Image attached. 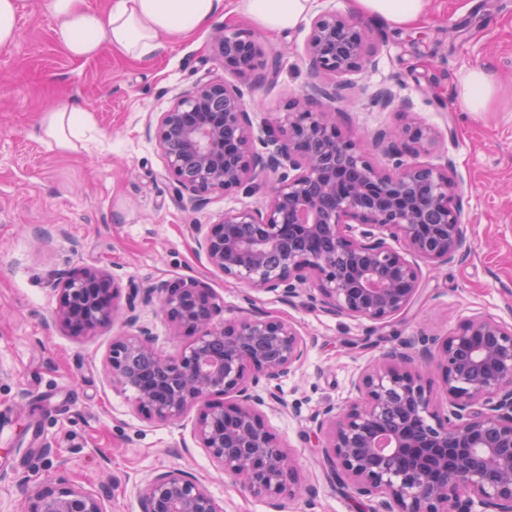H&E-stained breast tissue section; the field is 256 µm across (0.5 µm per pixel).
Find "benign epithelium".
<instances>
[{
	"mask_svg": "<svg viewBox=\"0 0 512 512\" xmlns=\"http://www.w3.org/2000/svg\"><path fill=\"white\" fill-rule=\"evenodd\" d=\"M224 67L245 76L277 70L258 43L216 32ZM370 33L358 18L326 11L312 22L306 52L317 75L342 78L375 65ZM339 108L294 107L255 134L238 90L200 82L148 120L179 197L200 210L215 192L231 193L273 175L265 203L232 209L193 231L208 264L252 292L287 302L305 293L332 314L384 323L412 305L418 261L452 262L466 240L452 163L418 161L435 131L411 118L379 132L373 147L393 161L385 172L342 133ZM56 320L71 336L117 321L135 328L112 339V385L134 393V409L172 422L196 411L194 438L228 478L281 512V499L311 497L293 456L266 426L259 407L285 406L279 383L306 354L289 321L253 308L224 316V302L196 278L162 281L141 297L156 302L179 353L158 350L140 322L132 289L125 307L114 276L85 268L55 285ZM436 362L448 413L433 410L422 370ZM358 400L312 418L323 462L336 480L376 501L373 512H512V324L467 317L451 335H420L385 350L354 383ZM224 396L229 402L217 401ZM141 512H223L191 473L157 472L139 488ZM27 512H105L104 495L58 476L34 486Z\"/></svg>",
	"mask_w": 512,
	"mask_h": 512,
	"instance_id": "1",
	"label": "benign epithelium"
}]
</instances>
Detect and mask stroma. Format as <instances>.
<instances>
[{"instance_id":"1","label":"stroma","mask_w":512,"mask_h":512,"mask_svg":"<svg viewBox=\"0 0 512 512\" xmlns=\"http://www.w3.org/2000/svg\"><path fill=\"white\" fill-rule=\"evenodd\" d=\"M327 10L357 12L355 0H312L296 27L277 34L219 12L168 41L154 60L107 49L75 61L56 43L43 0H28L16 41L0 47V512H25L28 488L56 475L106 492L107 512H140L142 481L172 469L191 472L224 512H270L199 448L193 415L164 423L135 411L132 392L114 388L108 374L116 329L70 336L55 320L48 279L104 268L125 296L135 286L194 277L223 299L225 315L243 308L244 285L209 266L191 227L261 206L265 189L217 192L193 212L177 200L145 122L209 80L235 86L257 123L274 121L303 95L310 111L328 108L311 93L305 56L311 24ZM224 28L278 52L276 75L225 71L212 45ZM370 28L376 64L351 74L337 123L366 145L411 114L438 131L421 160L453 162L467 243L448 265L422 264L413 306L384 324L328 314L304 295L288 303L254 293L257 309L289 320L308 343L304 363L281 382L284 407L264 411L316 492L310 501H286L285 512H370L371 501L328 479L311 418L324 405L353 401L354 381L385 349L420 333L450 335L475 312L512 323V0H426L416 26ZM473 68L497 88L489 111L456 105L459 77ZM385 87L411 102L410 114L372 104ZM62 99L89 111V140L71 151L40 133L45 110Z\"/></svg>"}]
</instances>
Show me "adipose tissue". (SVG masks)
Listing matches in <instances>:
<instances>
[{
    "label": "adipose tissue",
    "mask_w": 512,
    "mask_h": 512,
    "mask_svg": "<svg viewBox=\"0 0 512 512\" xmlns=\"http://www.w3.org/2000/svg\"><path fill=\"white\" fill-rule=\"evenodd\" d=\"M311 0H235L234 11L270 32L296 26ZM365 15L393 27L418 21L425 0H356ZM224 0H108L98 9L86 0H46L52 14L55 41L77 61L99 55L103 49L120 51L139 61L155 59L163 41L191 34L211 20ZM495 95L487 72L470 69L462 74L457 105L464 112L488 111ZM84 107L62 100L46 110L41 125L44 137L63 150L73 149L80 129L87 123Z\"/></svg>",
    "instance_id": "obj_1"
}]
</instances>
